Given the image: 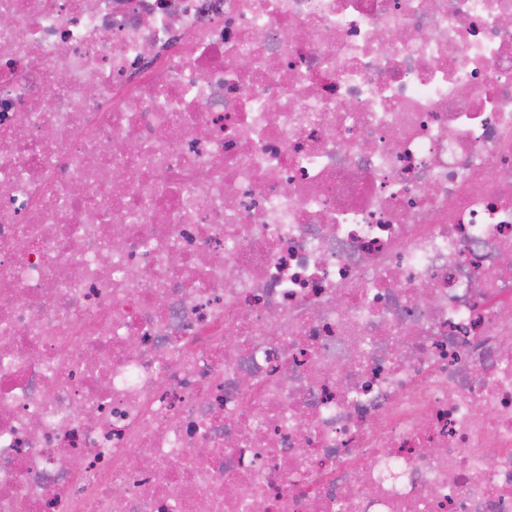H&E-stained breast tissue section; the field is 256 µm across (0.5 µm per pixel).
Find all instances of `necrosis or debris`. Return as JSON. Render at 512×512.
<instances>
[{"instance_id":"obj_1","label":"necrosis or debris","mask_w":512,"mask_h":512,"mask_svg":"<svg viewBox=\"0 0 512 512\" xmlns=\"http://www.w3.org/2000/svg\"><path fill=\"white\" fill-rule=\"evenodd\" d=\"M0 512H512V0H0Z\"/></svg>"}]
</instances>
